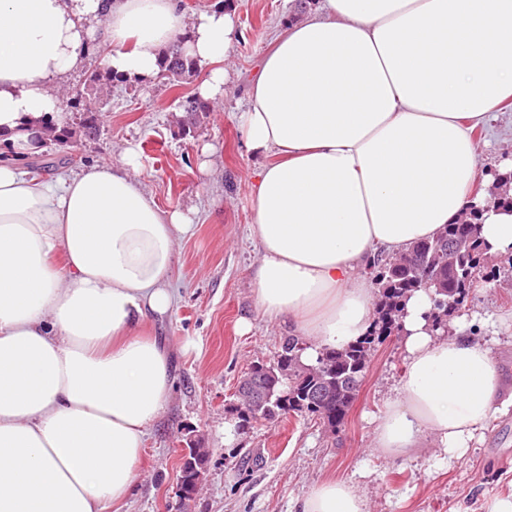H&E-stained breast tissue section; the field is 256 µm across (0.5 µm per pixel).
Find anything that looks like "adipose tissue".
<instances>
[{
    "label": "adipose tissue",
    "instance_id": "adipose-tissue-1",
    "mask_svg": "<svg viewBox=\"0 0 512 512\" xmlns=\"http://www.w3.org/2000/svg\"><path fill=\"white\" fill-rule=\"evenodd\" d=\"M238 37L216 7L177 0H0V127L59 116L58 89L96 42L108 69L153 77L180 42L220 102ZM512 99V0H321L274 37L240 116L267 156L251 186L259 309L306 336L304 363L365 336L373 294L359 273L481 209L488 254L512 257V208L492 203L474 129ZM139 156L96 163L53 188L0 158V512H106L128 497L145 437L172 390L170 351L145 322L173 308L185 214L137 179ZM63 252L65 263L53 256ZM434 294L405 305L406 366L374 448L424 439L464 455L495 412L501 378L457 321L435 335ZM299 512H367L327 480Z\"/></svg>",
    "mask_w": 512,
    "mask_h": 512
}]
</instances>
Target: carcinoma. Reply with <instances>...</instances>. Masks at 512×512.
I'll return each instance as SVG.
<instances>
[{
  "label": "carcinoma",
  "instance_id": "carcinoma-1",
  "mask_svg": "<svg viewBox=\"0 0 512 512\" xmlns=\"http://www.w3.org/2000/svg\"><path fill=\"white\" fill-rule=\"evenodd\" d=\"M198 71L196 62L185 56L177 46L166 49L158 62L157 78L171 87L187 83ZM106 67H97L86 74L83 90L60 102L62 109L80 114L78 128L52 120L29 123L16 133L0 130V147L14 160L31 172L40 174L47 166L38 159L49 155L56 147L69 143L77 135L88 139L97 135L99 114L91 106L89 98L106 84L124 83ZM186 125L201 122L210 112V106L197 96L182 101ZM478 211H473L469 224H447L435 237L423 239L410 246L406 254L421 261L423 267L397 268L391 257L377 256L369 266L372 283L377 288V310L368 334L342 348L320 351L316 364L324 363L329 374L322 375L299 365V355L306 349V342L299 336H286L280 343L276 359L288 370V410L299 406L305 417L315 419L333 429L344 426L350 408L359 392L362 380L377 348L389 336L400 330L404 302L417 290L418 278L432 277L437 284L434 291L432 326L440 331L445 328V317L459 309L469 294L479 286V271L483 259L480 242ZM460 238L469 240L467 250L459 254L454 267H448V246Z\"/></svg>",
  "mask_w": 512,
  "mask_h": 512
}]
</instances>
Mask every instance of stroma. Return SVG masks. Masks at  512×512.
<instances>
[{"instance_id": "35a3bbf8", "label": "stroma", "mask_w": 512, "mask_h": 512, "mask_svg": "<svg viewBox=\"0 0 512 512\" xmlns=\"http://www.w3.org/2000/svg\"><path fill=\"white\" fill-rule=\"evenodd\" d=\"M237 17L241 36L227 62L230 83L223 103L196 126L178 124L184 96L197 80L174 89L162 80H131L104 87L97 108L99 133L58 148L45 183H57L99 162L120 164L138 151L139 181L161 207L186 213L192 234L176 247L172 312L152 328L171 351L174 390L150 427L137 465L138 478L118 512H295L319 482L352 484L368 512H491L512 496V407L493 415L461 458L442 460L424 443L411 458H390L372 448L375 421L404 369L401 334L373 356L339 432L303 418L262 422L224 440L226 410L240 378L271 362L287 326L263 315L252 293L259 246L251 233L250 188L263 156L246 147L238 115L250 82L273 37L290 19L314 11L317 0H180L185 14L215 2ZM485 172L512 160V104L474 132ZM481 283L460 315L475 337L487 340L512 391V283L499 261L482 263ZM249 320L250 333L238 323ZM202 439L209 450L205 477L190 502L179 497L181 442Z\"/></svg>"}]
</instances>
